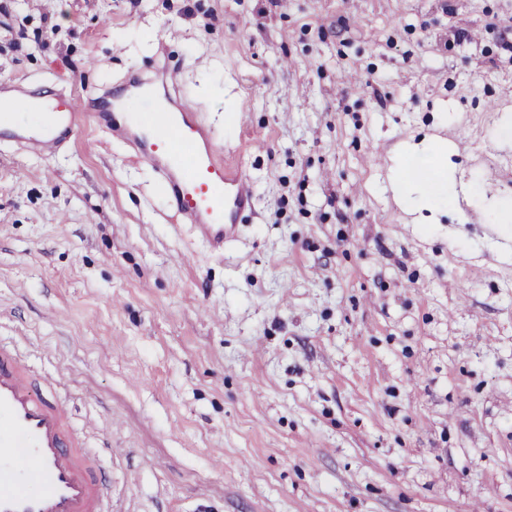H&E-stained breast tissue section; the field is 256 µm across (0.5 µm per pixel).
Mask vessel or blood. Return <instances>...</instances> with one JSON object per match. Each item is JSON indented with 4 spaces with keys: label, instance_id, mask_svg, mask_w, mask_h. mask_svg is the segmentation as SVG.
<instances>
[{
    "label": "vessel or blood",
    "instance_id": "obj_1",
    "mask_svg": "<svg viewBox=\"0 0 512 512\" xmlns=\"http://www.w3.org/2000/svg\"><path fill=\"white\" fill-rule=\"evenodd\" d=\"M167 67L130 81L127 93L144 99L150 123L129 117L111 125L103 102L99 126L110 127L168 187V202L192 224L211 252L235 238L254 196L238 169L225 162L205 123L175 96ZM86 103L61 93L37 102L16 89L12 110L0 118V139L41 152L67 144ZM109 484L99 457L73 432L65 401L44 398L31 368L0 344V512H105Z\"/></svg>",
    "mask_w": 512,
    "mask_h": 512
}]
</instances>
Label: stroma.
<instances>
[{
    "instance_id": "1",
    "label": "stroma",
    "mask_w": 512,
    "mask_h": 512,
    "mask_svg": "<svg viewBox=\"0 0 512 512\" xmlns=\"http://www.w3.org/2000/svg\"><path fill=\"white\" fill-rule=\"evenodd\" d=\"M165 61L255 197L223 254L93 118ZM75 140L0 144V341L63 376L109 512H512V0H0V83ZM453 224L390 188L420 123ZM12 91L13 112L0 117V140L7 139L17 146H26L40 152L55 151L67 144L75 131L79 112L87 109L85 101L79 103L72 94L61 93L38 102L29 92L19 87ZM41 108L51 115L50 120L39 127L28 129L23 125L22 112ZM4 116V118H3ZM3 118V119H2Z\"/></svg>"
}]
</instances>
